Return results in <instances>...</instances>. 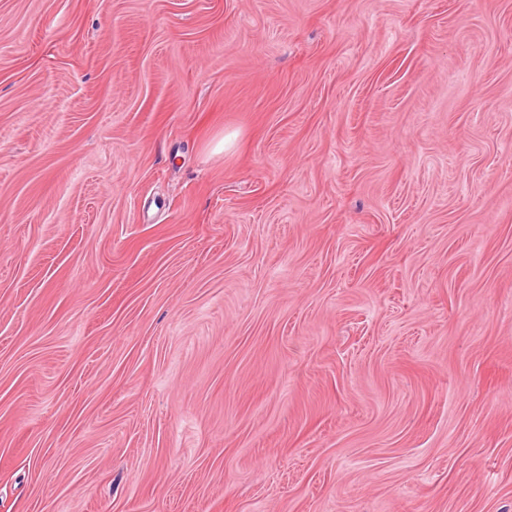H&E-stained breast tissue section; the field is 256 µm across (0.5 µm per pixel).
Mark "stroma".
<instances>
[{"label": "stroma", "instance_id": "stroma-1", "mask_svg": "<svg viewBox=\"0 0 512 512\" xmlns=\"http://www.w3.org/2000/svg\"><path fill=\"white\" fill-rule=\"evenodd\" d=\"M0 512H512V0H0Z\"/></svg>", "mask_w": 512, "mask_h": 512}]
</instances>
